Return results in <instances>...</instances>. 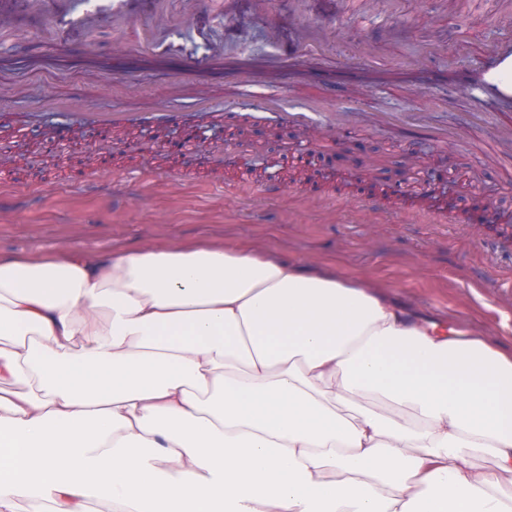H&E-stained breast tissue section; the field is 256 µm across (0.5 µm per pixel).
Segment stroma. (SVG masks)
<instances>
[{
	"mask_svg": "<svg viewBox=\"0 0 512 512\" xmlns=\"http://www.w3.org/2000/svg\"><path fill=\"white\" fill-rule=\"evenodd\" d=\"M22 25L21 40L0 41V90L30 123L29 130H13L12 144L0 149L1 254L51 256L72 248L94 260L153 246L252 247L386 286L416 314L512 345V248L497 244L491 225L407 224L395 205L381 212L361 206V193L337 189L332 173L285 185L264 199L255 193L261 178L246 166L254 158L280 172L354 149L371 157L369 174L380 185L394 183L411 164L413 187L420 190L426 173L443 169L469 199L512 212V156L499 147V120L480 104L477 90L354 84L330 96L316 83L251 85L246 77L227 75L200 84L190 74L155 66L129 73L117 93L112 76L99 69H34L28 62L62 45L102 56L124 49L148 55L152 42L132 30L119 36L108 24L76 27L51 5ZM309 25L329 32L325 48L302 41ZM48 27L56 41L44 38ZM507 42L512 8L488 0H427L422 6L401 0L392 15L369 12L363 0H229L223 11L205 5L165 36L172 56L202 71L220 55L308 59L326 71L397 62L417 72L451 63L468 69ZM267 96L275 98V108H259ZM324 97L329 110L354 112L341 139L307 134L283 120V112L305 110ZM48 98L65 101L66 109H48ZM200 102L223 113L228 132L256 113L267 124L247 128L232 153L219 140L202 144L212 164L190 165L181 176L152 154L114 151L110 178L79 187L75 160L86 157L94 135L87 113L115 109L149 118L187 112Z\"/></svg>",
	"mask_w": 512,
	"mask_h": 512,
	"instance_id": "1",
	"label": "stroma"
}]
</instances>
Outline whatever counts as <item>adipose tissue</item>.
Listing matches in <instances>:
<instances>
[{"label": "adipose tissue", "instance_id": "ef3b65f1", "mask_svg": "<svg viewBox=\"0 0 512 512\" xmlns=\"http://www.w3.org/2000/svg\"><path fill=\"white\" fill-rule=\"evenodd\" d=\"M512 512V351L254 249L0 254V512Z\"/></svg>", "mask_w": 512, "mask_h": 512}]
</instances>
